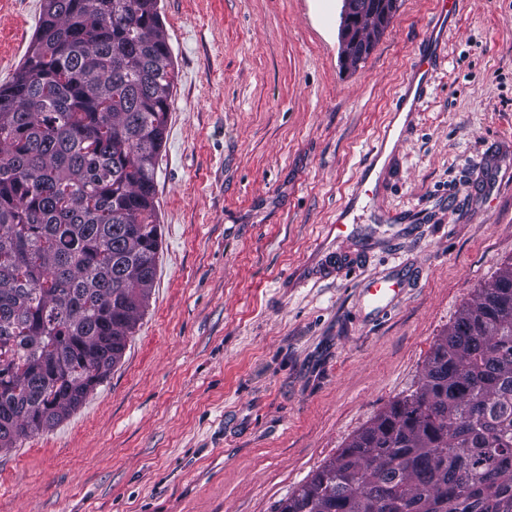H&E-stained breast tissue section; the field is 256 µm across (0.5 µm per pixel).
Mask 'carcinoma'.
Returning a JSON list of instances; mask_svg holds the SVG:
<instances>
[{
  "label": "carcinoma",
  "instance_id": "1",
  "mask_svg": "<svg viewBox=\"0 0 512 512\" xmlns=\"http://www.w3.org/2000/svg\"><path fill=\"white\" fill-rule=\"evenodd\" d=\"M160 0H45L0 85V448L50 430L122 359L162 243L175 88ZM382 0H356L365 60ZM277 512H512V261L435 343L419 387Z\"/></svg>",
  "mask_w": 512,
  "mask_h": 512
}]
</instances>
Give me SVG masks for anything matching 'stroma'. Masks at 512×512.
Masks as SVG:
<instances>
[{
	"label": "stroma",
	"instance_id": "1",
	"mask_svg": "<svg viewBox=\"0 0 512 512\" xmlns=\"http://www.w3.org/2000/svg\"><path fill=\"white\" fill-rule=\"evenodd\" d=\"M44 0H0V85ZM175 88L162 250L121 362L51 431L0 451V512H274L418 387L512 257V0H463L345 275L303 281L437 0H401L357 67L342 0H160ZM416 213L382 224L375 212ZM405 288L385 310L366 279Z\"/></svg>",
	"mask_w": 512,
	"mask_h": 512
}]
</instances>
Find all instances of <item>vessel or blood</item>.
<instances>
[{
	"label": "vessel or blood",
	"mask_w": 512,
	"mask_h": 512,
	"mask_svg": "<svg viewBox=\"0 0 512 512\" xmlns=\"http://www.w3.org/2000/svg\"><path fill=\"white\" fill-rule=\"evenodd\" d=\"M461 2L462 0H439L436 14L426 25L424 44L410 68L407 87L394 100L393 112H405L412 117L419 112L444 59L446 33L459 13ZM393 135L392 129H385L376 145L369 149L349 202L341 208L335 224L330 225L329 236L337 239L352 238L357 211L362 209L366 200L378 198L380 195L392 166L391 159L386 156V146ZM399 286L398 278L389 276L369 281L365 286V293L371 303L378 307L396 294Z\"/></svg>",
	"instance_id": "b4317fda"
}]
</instances>
